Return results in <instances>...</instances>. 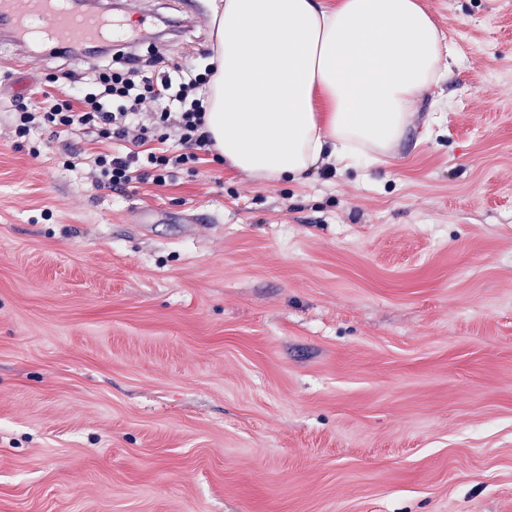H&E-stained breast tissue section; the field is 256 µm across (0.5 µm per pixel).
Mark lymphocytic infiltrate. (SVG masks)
I'll use <instances>...</instances> for the list:
<instances>
[{
	"label": "lymphocytic infiltrate",
	"instance_id": "lymphocytic-infiltrate-1",
	"mask_svg": "<svg viewBox=\"0 0 512 512\" xmlns=\"http://www.w3.org/2000/svg\"><path fill=\"white\" fill-rule=\"evenodd\" d=\"M160 57L133 58L125 71H113L99 63L92 71L97 76L94 92L59 97L47 94L46 102L35 111H21L16 132L28 133L32 125L68 130H97L99 137L123 143L121 153L99 152L90 163L98 184L120 189L140 180L142 170H149L156 185L166 184L175 168L198 163L199 154L209 151L210 140L204 131V110L196 96L209 79L208 73L196 72L163 76L153 82L150 72ZM164 101L162 111L142 116L139 105L146 98ZM177 140L181 152L166 147Z\"/></svg>",
	"mask_w": 512,
	"mask_h": 512
}]
</instances>
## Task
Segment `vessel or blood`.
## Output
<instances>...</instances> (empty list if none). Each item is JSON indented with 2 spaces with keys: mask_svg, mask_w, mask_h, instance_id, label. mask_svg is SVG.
Here are the masks:
<instances>
[{
  "mask_svg": "<svg viewBox=\"0 0 512 512\" xmlns=\"http://www.w3.org/2000/svg\"><path fill=\"white\" fill-rule=\"evenodd\" d=\"M0 27L20 41H39L43 52L65 51L74 40L115 37L111 18L79 9L76 0H0Z\"/></svg>",
  "mask_w": 512,
  "mask_h": 512,
  "instance_id": "1",
  "label": "vessel or blood"
}]
</instances>
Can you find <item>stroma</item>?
<instances>
[{
	"label": "stroma",
	"instance_id": "35a3bbf8",
	"mask_svg": "<svg viewBox=\"0 0 512 512\" xmlns=\"http://www.w3.org/2000/svg\"><path fill=\"white\" fill-rule=\"evenodd\" d=\"M218 2L99 0L105 53L204 69ZM423 2L391 164L295 182L95 187L11 132L83 57L0 31V512H512V0Z\"/></svg>",
	"mask_w": 512,
	"mask_h": 512
}]
</instances>
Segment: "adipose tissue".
<instances>
[{"mask_svg": "<svg viewBox=\"0 0 512 512\" xmlns=\"http://www.w3.org/2000/svg\"><path fill=\"white\" fill-rule=\"evenodd\" d=\"M211 24L205 130L225 164L259 181L391 156L451 74L420 0H224Z\"/></svg>", "mask_w": 512, "mask_h": 512, "instance_id": "1", "label": "adipose tissue"}]
</instances>
